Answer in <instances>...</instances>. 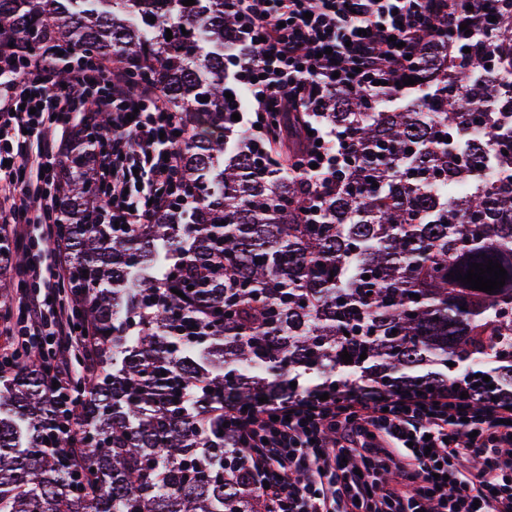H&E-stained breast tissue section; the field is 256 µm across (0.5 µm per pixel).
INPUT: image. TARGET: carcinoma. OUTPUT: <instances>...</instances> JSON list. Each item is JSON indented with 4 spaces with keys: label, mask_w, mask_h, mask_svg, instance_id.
<instances>
[{
    "label": "carcinoma",
    "mask_w": 512,
    "mask_h": 512,
    "mask_svg": "<svg viewBox=\"0 0 512 512\" xmlns=\"http://www.w3.org/2000/svg\"><path fill=\"white\" fill-rule=\"evenodd\" d=\"M2 30L28 57L65 44L85 64L137 63L189 136L182 196L123 229L98 220L95 142L76 134L57 232L104 374L85 388L73 460L58 452L70 420L39 352L0 368V512H266L223 429L228 399L297 397L336 376L339 396H430L482 358L493 381L468 374L454 395L512 400V8L493 33L475 28L460 65L448 37L432 40L416 101L326 96L324 121L355 157L323 183L298 172L304 116H271L293 134L286 154L270 141L277 169L224 123V53L237 47L226 0H0ZM490 259L507 271L491 294L448 278ZM23 261L0 227L1 290ZM303 377L315 384L291 387Z\"/></svg>",
    "instance_id": "1"
}]
</instances>
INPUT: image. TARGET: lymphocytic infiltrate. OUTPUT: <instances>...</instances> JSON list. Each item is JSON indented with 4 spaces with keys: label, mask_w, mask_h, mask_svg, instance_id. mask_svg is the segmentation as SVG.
<instances>
[{
    "label": "lymphocytic infiltrate",
    "mask_w": 512,
    "mask_h": 512,
    "mask_svg": "<svg viewBox=\"0 0 512 512\" xmlns=\"http://www.w3.org/2000/svg\"><path fill=\"white\" fill-rule=\"evenodd\" d=\"M499 0H230L237 39L249 62L233 67L232 95H246L255 116L321 110L329 93L373 91L375 81L410 77L442 26L458 27L448 59L460 62L471 22L490 26ZM0 35V224L24 251L28 277L20 314L5 322L0 363L14 365L38 346L83 355L80 374L53 366L56 395L70 420L82 401L77 383L99 373L97 346L76 331L66 304L52 298L67 274L56 234L62 146L97 131L96 174L102 221L151 224L178 195L184 129L156 84L134 81L127 67L98 60L74 65L60 84L57 53L22 58ZM110 118L98 132L96 118ZM306 161L333 170L354 153L349 137L324 125L306 137ZM241 448L258 473L268 512H512V409L504 402L459 405L438 397L380 395L291 398L232 415Z\"/></svg>",
    "instance_id": "lymphocytic-infiltrate-1"
}]
</instances>
